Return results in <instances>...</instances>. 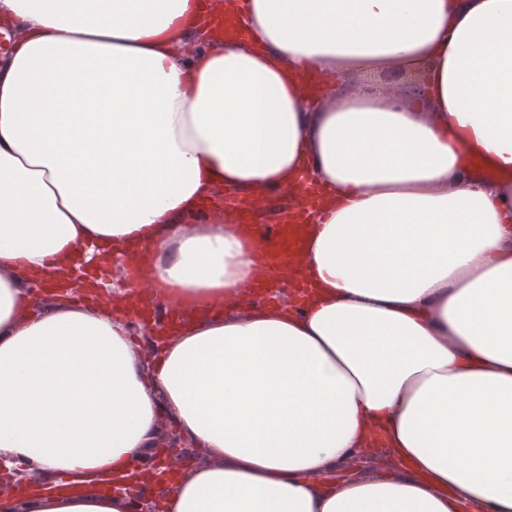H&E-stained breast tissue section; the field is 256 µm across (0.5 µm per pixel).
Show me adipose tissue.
Here are the masks:
<instances>
[{
	"mask_svg": "<svg viewBox=\"0 0 512 512\" xmlns=\"http://www.w3.org/2000/svg\"><path fill=\"white\" fill-rule=\"evenodd\" d=\"M230 15L245 33L224 38ZM0 461L10 512H133L99 476L208 461L166 512H512V0H0ZM423 93L313 92V69ZM324 199L264 268L224 191ZM96 306L35 301L79 247ZM289 301L252 299L257 282ZM191 311L144 366L114 309ZM354 79L357 85L376 87L383 91H405L422 82V76L418 72L400 68L361 71ZM415 89H419L418 86H414Z\"/></svg>",
	"mask_w": 512,
	"mask_h": 512,
	"instance_id": "adipose-tissue-1",
	"label": "adipose tissue"
}]
</instances>
